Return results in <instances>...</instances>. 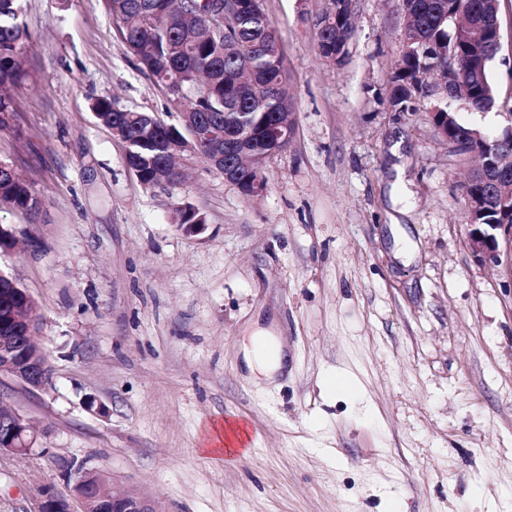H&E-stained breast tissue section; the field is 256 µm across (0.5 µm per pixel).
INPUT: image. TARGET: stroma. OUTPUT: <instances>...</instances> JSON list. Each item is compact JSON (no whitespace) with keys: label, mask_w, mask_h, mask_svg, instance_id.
I'll return each instance as SVG.
<instances>
[{"label":"stroma","mask_w":512,"mask_h":512,"mask_svg":"<svg viewBox=\"0 0 512 512\" xmlns=\"http://www.w3.org/2000/svg\"><path fill=\"white\" fill-rule=\"evenodd\" d=\"M28 33L0 161L43 201L38 251L0 249L36 300L51 387L0 379L37 441L0 453V512H31L64 465L103 472L159 512H512V258L467 243L470 167L427 119L387 106L400 0H352L344 64L318 51L330 0H263L285 51L295 132L246 197L203 162L144 186L94 99L177 122L106 0H22ZM491 78L512 106V0ZM205 228L184 234L176 209ZM400 221L410 257L394 255ZM288 351L276 385L235 354L254 317ZM355 379L339 389L337 377ZM245 410L252 452L226 464L206 429ZM179 220L181 223L177 227L186 233H198L205 226V217L188 203L179 208Z\"/></svg>","instance_id":"stroma-1"}]
</instances>
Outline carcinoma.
Segmentation results:
<instances>
[{
	"label": "carcinoma",
	"instance_id": "carcinoma-1",
	"mask_svg": "<svg viewBox=\"0 0 512 512\" xmlns=\"http://www.w3.org/2000/svg\"><path fill=\"white\" fill-rule=\"evenodd\" d=\"M112 12L128 21L123 31L127 46L139 63L164 88L171 100L190 113L189 119L168 123L145 112L123 110L110 98H99L92 108L98 122L126 143V165L138 171L149 187L176 186L181 178L173 173L178 165L180 147L190 140L191 125L224 126V113L238 112L243 124L255 131L274 124L291 112L288 88L281 83L278 37L262 3L235 16L229 33L208 36L210 19L201 0H110ZM461 7L499 22V0H401V10L413 20L404 24L405 39L412 53L395 68L389 78L387 105L406 112L419 97L407 82L412 71L429 70L433 77L448 75V58L441 49L448 41V6ZM21 0H0V78L15 85L25 76L27 33L19 22ZM354 34L352 20L346 18L320 30L324 57L335 52L334 62L341 64L348 55ZM498 53V40L488 36L484 50L472 56L480 68L479 82L466 101L475 112L485 111L487 101L496 102L490 78ZM464 96L440 99L437 111L445 112L455 127V136L466 141L473 132L489 144L497 134L483 132L469 124L455 110ZM0 204L28 213L42 207L37 193L23 182L12 165L0 161ZM183 224H203L205 217L188 203L179 208ZM18 283L0 278V315L5 302H15Z\"/></svg>",
	"mask_w": 512,
	"mask_h": 512
}]
</instances>
